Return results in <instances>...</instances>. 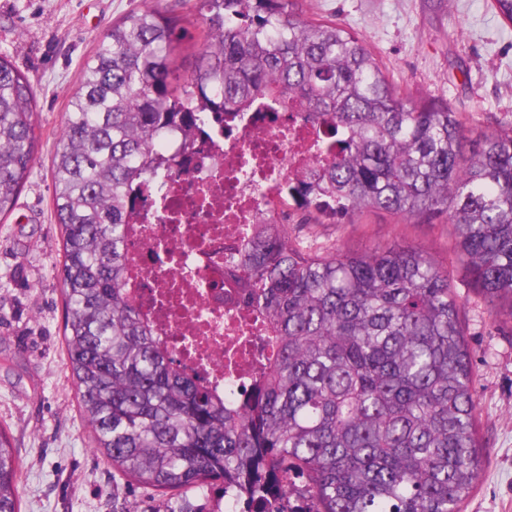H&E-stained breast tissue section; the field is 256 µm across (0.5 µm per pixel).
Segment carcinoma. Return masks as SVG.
<instances>
[{"label":"carcinoma","mask_w":512,"mask_h":512,"mask_svg":"<svg viewBox=\"0 0 512 512\" xmlns=\"http://www.w3.org/2000/svg\"><path fill=\"white\" fill-rule=\"evenodd\" d=\"M300 0H197L207 27L181 81L186 30L158 8L112 23L84 67L53 162L66 362L93 452L161 491L227 480L266 490L302 479L308 512H460L481 471L473 365L453 291L470 271L493 320L512 323V120L470 136L439 99L397 91L364 42L304 17ZM289 99L336 127L318 193L355 223L385 211L452 227L448 260L421 248L312 250L286 224L257 225L245 287L278 353L243 402L189 374L127 293L135 184L161 140L196 112ZM35 95L0 56V216L36 157ZM21 464L0 430V512H20Z\"/></svg>","instance_id":"obj_1"}]
</instances>
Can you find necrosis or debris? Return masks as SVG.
<instances>
[{
	"label": "necrosis or debris",
	"instance_id": "1",
	"mask_svg": "<svg viewBox=\"0 0 512 512\" xmlns=\"http://www.w3.org/2000/svg\"><path fill=\"white\" fill-rule=\"evenodd\" d=\"M335 139L333 125L292 103L225 120L201 113L166 140L169 165L142 188L130 217L129 293L183 365L235 398L277 352L240 286V257L255 225L278 217L279 201L304 207L299 189ZM258 505L286 512L288 500L270 490ZM258 505L231 489L204 503L206 512Z\"/></svg>",
	"mask_w": 512,
	"mask_h": 512
}]
</instances>
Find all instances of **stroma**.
Segmentation results:
<instances>
[{"label": "stroma", "instance_id": "stroma-1", "mask_svg": "<svg viewBox=\"0 0 512 512\" xmlns=\"http://www.w3.org/2000/svg\"><path fill=\"white\" fill-rule=\"evenodd\" d=\"M195 0H0V56L31 82L37 158L11 214L0 216V428L22 467L20 512H166L168 502L129 481L92 451L63 345L61 229L52 159L82 70L98 40L124 14L166 4L186 19L175 53L190 77L205 24ZM307 16L360 37L412 99L442 98L467 113L473 131L512 118V23L492 0H303ZM312 248L341 240L365 253L416 245L448 251L446 224L408 223L384 211L361 223L302 228ZM483 445L478 487L465 512H512V324L499 326L458 266Z\"/></svg>", "mask_w": 512, "mask_h": 512}]
</instances>
